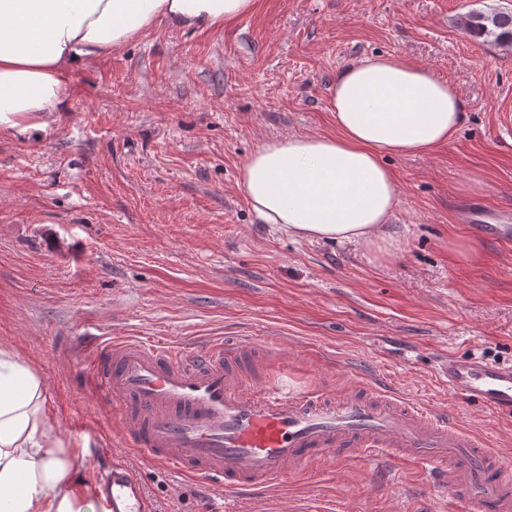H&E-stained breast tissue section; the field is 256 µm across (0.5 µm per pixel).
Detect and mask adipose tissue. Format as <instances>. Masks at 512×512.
<instances>
[{
	"label": "adipose tissue",
	"instance_id": "1",
	"mask_svg": "<svg viewBox=\"0 0 512 512\" xmlns=\"http://www.w3.org/2000/svg\"><path fill=\"white\" fill-rule=\"evenodd\" d=\"M257 0H0V130L40 131L65 106L71 75L153 27L221 30ZM456 87L397 55L342 68L334 134L262 141L239 186L264 223L308 241L376 244L398 204L385 158L430 155L463 121ZM38 370L0 344V512H105L72 447L47 414Z\"/></svg>",
	"mask_w": 512,
	"mask_h": 512
}]
</instances>
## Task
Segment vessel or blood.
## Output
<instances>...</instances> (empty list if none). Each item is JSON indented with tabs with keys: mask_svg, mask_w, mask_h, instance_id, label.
<instances>
[{
	"mask_svg": "<svg viewBox=\"0 0 512 512\" xmlns=\"http://www.w3.org/2000/svg\"><path fill=\"white\" fill-rule=\"evenodd\" d=\"M249 349L220 339L199 348L115 339L100 348L96 381L118 408L130 447L180 474L221 481L228 499L355 451L432 467L437 483L463 501L512 512L511 452L486 447L446 413L357 381L339 398L248 386L232 361ZM441 375L454 394L512 417V365L452 356ZM93 491L108 512H150L141 481L122 460L99 470Z\"/></svg>",
	"mask_w": 512,
	"mask_h": 512,
	"instance_id": "b4317fda",
	"label": "vessel or blood"
}]
</instances>
